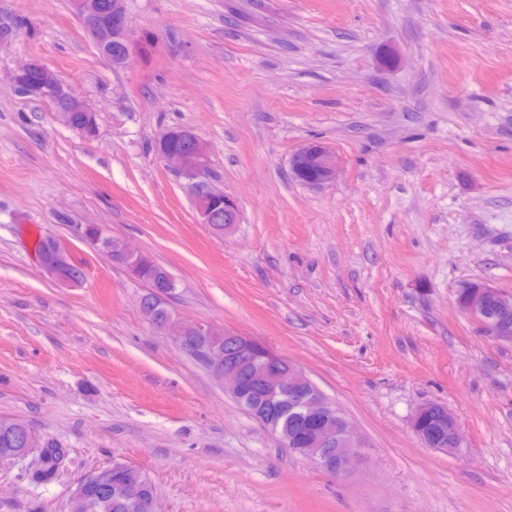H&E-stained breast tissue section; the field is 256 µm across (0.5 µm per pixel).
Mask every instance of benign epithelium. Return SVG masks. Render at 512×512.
I'll return each mask as SVG.
<instances>
[{
  "label": "benign epithelium",
  "instance_id": "7a95c632",
  "mask_svg": "<svg viewBox=\"0 0 512 512\" xmlns=\"http://www.w3.org/2000/svg\"><path fill=\"white\" fill-rule=\"evenodd\" d=\"M71 5L99 55L114 67L124 66L129 56L124 0H71ZM14 80L26 93L50 99L65 122H70V114L73 112H83L89 121H95V113L44 65L38 62L27 64L15 74ZM179 139L184 141L182 149L162 150L159 157L183 176L194 179L204 172L208 164L206 149L196 135L170 128L157 139L156 144L163 146ZM308 168L316 172L313 185L323 186L333 182L338 171L335 152L320 144L301 148L292 156L291 169L301 174ZM194 206L200 223L208 225L233 223V216L238 209L232 197L213 188L209 194L199 195ZM47 241L54 251L55 261L43 265L44 270L63 283L82 282V267L55 237L49 236ZM101 241L110 249V259L114 263L118 264L123 259L134 262L141 257V253L131 250L124 240H114L104 235L101 229L96 238L87 240V244L93 247ZM114 245L117 246L115 252L111 251ZM464 287L467 292L457 297L460 310L474 319L487 335L512 341V325L490 314L487 308V301L491 298L499 311H511L512 294L508 295L486 282H470L464 284ZM156 328L174 336L177 344L185 351L189 350V338L195 335L209 337L210 345L201 352L199 358L224 386L226 393L237 402H242L249 396L247 381L250 380L269 390L272 395L285 397L290 407H299L307 416L318 421V429L310 447L305 449L306 457L333 476L347 471L356 448L360 447L358 436L346 416L336 414V404L311 381L301 366L273 353L250 336L227 330L204 329L200 325H185L169 313ZM435 407L439 410V421L448 423L449 447L443 449V452L450 453L461 445L462 434L456 415L448 407L435 403L419 407L413 415L411 426L416 436L425 440L419 424ZM19 438L22 444L20 456L42 458L45 451L43 438L36 431L21 423ZM92 479L94 476H86L75 483L69 497L68 512H84L85 489ZM107 492L138 503L142 512H158L157 496H144L142 485L136 481L112 480L107 484Z\"/></svg>",
  "mask_w": 512,
  "mask_h": 512
}]
</instances>
